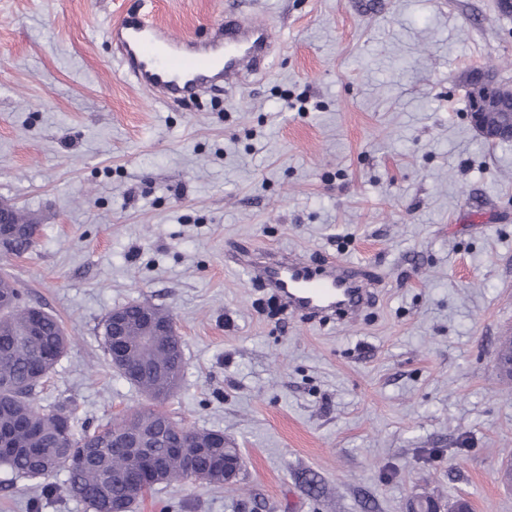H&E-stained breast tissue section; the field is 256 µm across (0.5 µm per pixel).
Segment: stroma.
I'll use <instances>...</instances> for the list:
<instances>
[{
    "instance_id": "1",
    "label": "stroma",
    "mask_w": 512,
    "mask_h": 512,
    "mask_svg": "<svg viewBox=\"0 0 512 512\" xmlns=\"http://www.w3.org/2000/svg\"><path fill=\"white\" fill-rule=\"evenodd\" d=\"M228 0H0V202L37 217L0 262L70 338L36 395L91 430L144 397L112 370V309L169 310L185 378L167 413L223 432L239 490L158 486L135 512H406L421 495L512 512V141L467 119L470 73L512 86L496 0H254L265 76L192 110L151 100L108 28L150 11L198 36ZM303 101L304 111L287 109ZM241 243L370 268L354 324L261 305ZM0 512H84L0 471Z\"/></svg>"
}]
</instances>
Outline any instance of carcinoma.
I'll use <instances>...</instances> for the list:
<instances>
[{"label":"carcinoma","mask_w":512,"mask_h":512,"mask_svg":"<svg viewBox=\"0 0 512 512\" xmlns=\"http://www.w3.org/2000/svg\"><path fill=\"white\" fill-rule=\"evenodd\" d=\"M36 307L24 303L12 277L0 273V468L16 478L36 482L41 494L56 488L51 479L64 474L63 492L80 502L88 512H104L117 502L125 512L144 497V489L132 487L128 477L140 475L147 463L116 445L113 429L132 438L152 422L167 419L158 404L182 386L185 368L167 369L183 358V341L177 336H157L160 323L173 320L161 308L140 302L123 306L127 326L126 348L112 357V315L102 325V340L113 370L148 401L130 414L100 428L99 435L77 434L67 405L45 411L34 404L37 388L55 369L68 344L61 321L44 312L34 321ZM213 430L165 432L149 444L153 455L164 459L152 483L170 485L201 481L233 487L239 482L244 461L233 446L213 448ZM187 445L199 451L195 472L187 471L174 448ZM110 484L108 497L101 490Z\"/></svg>","instance_id":"obj_1"}]
</instances>
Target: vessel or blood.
<instances>
[{
    "instance_id": "vessel-or-blood-1",
    "label": "vessel or blood",
    "mask_w": 512,
    "mask_h": 512,
    "mask_svg": "<svg viewBox=\"0 0 512 512\" xmlns=\"http://www.w3.org/2000/svg\"><path fill=\"white\" fill-rule=\"evenodd\" d=\"M109 36L126 73L143 91L153 100L179 103L229 91L232 78L260 70L274 40L268 27L229 18L214 21L207 39L177 37L143 14L112 24ZM232 260L285 312L302 319L351 322L374 299V283L343 260L319 268L292 252L236 254Z\"/></svg>"
}]
</instances>
